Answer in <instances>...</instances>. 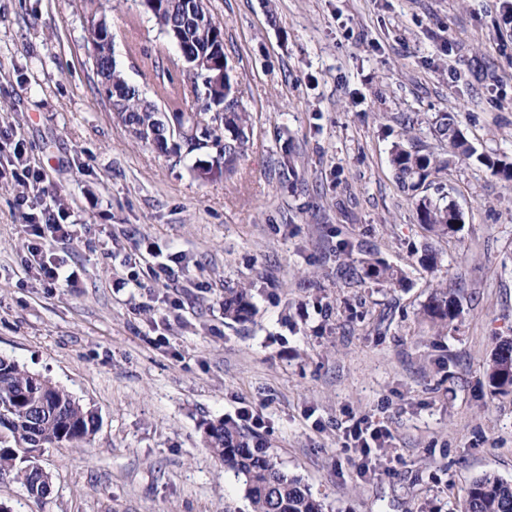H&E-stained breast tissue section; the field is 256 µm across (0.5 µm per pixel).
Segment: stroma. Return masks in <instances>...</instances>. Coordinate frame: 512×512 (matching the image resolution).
<instances>
[{
	"mask_svg": "<svg viewBox=\"0 0 512 512\" xmlns=\"http://www.w3.org/2000/svg\"><path fill=\"white\" fill-rule=\"evenodd\" d=\"M95 6L129 82L175 54L138 0H0V356L98 415L83 448L37 452L44 500L6 475L0 505L251 512L208 449L223 419L324 512H461L481 475L512 483V392L486 377L512 339V182L478 161L512 164V0H208L253 135L237 174L207 181L100 95ZM446 114L475 157L449 154ZM398 142L444 162L417 193ZM29 170L72 226L46 248L72 274L56 286L16 204ZM416 195L452 201L459 230L426 232ZM368 258L403 286L367 277ZM239 288L244 321L224 315ZM439 289L458 310L444 328L423 316ZM353 415L392 432L365 475L343 445ZM110 31H112V25L103 14L95 19L90 17L88 20L89 42L91 44L90 58H92L94 64L97 61L101 45L105 42L102 38L105 32L110 33ZM252 309L250 293L247 288H240L224 297V314L235 320L245 319Z\"/></svg>",
	"mask_w": 512,
	"mask_h": 512,
	"instance_id": "stroma-1",
	"label": "stroma"
}]
</instances>
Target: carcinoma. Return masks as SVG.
I'll list each match as a JSON object with an SVG mask.
<instances>
[{
  "instance_id": "carcinoma-1",
  "label": "carcinoma",
  "mask_w": 512,
  "mask_h": 512,
  "mask_svg": "<svg viewBox=\"0 0 512 512\" xmlns=\"http://www.w3.org/2000/svg\"><path fill=\"white\" fill-rule=\"evenodd\" d=\"M201 11L207 5L194 0H167V6L155 25L166 31L175 30L190 52L207 50L199 31L190 24V7ZM161 61L153 64L154 81L149 85L152 94L139 89L125 78L117 63L105 54L99 62L98 77L118 92L115 100H107L110 109L137 139H145L143 126L152 118L156 100L168 97V87L174 84L171 69L159 73ZM211 86L208 96L212 103L224 105V175L235 173L245 155L252 133V115L232 86ZM440 138L448 144L449 153L472 157L474 149L462 135L452 116L446 114L438 125ZM391 164L397 180L405 190L414 192L441 162L397 144L391 153ZM420 224L436 237L448 236V228L457 223L460 214L453 203L440 204L422 197L417 202ZM365 274L390 285L402 283L401 274L379 260L364 261ZM252 309L250 293L240 288L224 298V314L232 319L246 318ZM424 314L433 323L445 326L457 315L455 301L448 293L435 292ZM489 385L496 393L512 391V340L501 341L487 368ZM98 426L96 414L79 404L65 390L54 386L41 392L33 385L32 373L15 361L0 357V430L7 431L11 444L0 448V475L15 472V478L33 495L40 479V467L30 462L17 467L18 452L28 455L44 448H80L87 443ZM210 451L224 465L245 479L246 495L252 512H323V505L314 499L308 488L296 477H290L265 454L250 448L238 427L222 421L212 426L208 434ZM464 512H512V484L495 476L475 479L465 492Z\"/></svg>"
}]
</instances>
